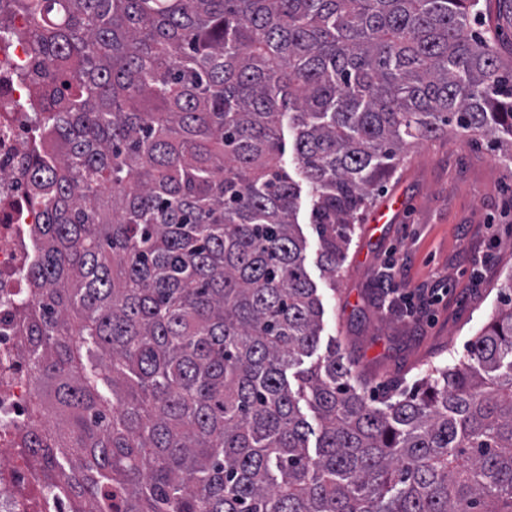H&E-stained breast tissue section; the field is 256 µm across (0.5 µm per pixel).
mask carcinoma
Segmentation results:
<instances>
[{
  "mask_svg": "<svg viewBox=\"0 0 512 512\" xmlns=\"http://www.w3.org/2000/svg\"><path fill=\"white\" fill-rule=\"evenodd\" d=\"M476 0H9L59 146L28 156L21 456L70 512H512V279L465 358L375 407L295 215L336 276L413 144L490 138L512 169V57ZM300 179L280 166L283 119ZM300 384L292 389L289 375ZM313 410L318 429L302 413ZM316 435L314 449L309 436Z\"/></svg>",
  "mask_w": 512,
  "mask_h": 512,
  "instance_id": "obj_1",
  "label": "carcinoma"
}]
</instances>
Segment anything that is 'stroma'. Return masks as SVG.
I'll return each instance as SVG.
<instances>
[{
	"instance_id": "stroma-1",
	"label": "stroma",
	"mask_w": 512,
	"mask_h": 512,
	"mask_svg": "<svg viewBox=\"0 0 512 512\" xmlns=\"http://www.w3.org/2000/svg\"><path fill=\"white\" fill-rule=\"evenodd\" d=\"M473 28L501 54L512 53V9L504 0H479ZM310 209L303 196L297 221L324 307L320 341H335L371 405L411 388L429 364L465 357L512 273V173L493 151L454 131L411 148L355 224L333 283L319 263ZM380 209L385 219L372 226ZM439 276L448 295L427 323L415 325L395 289Z\"/></svg>"
}]
</instances>
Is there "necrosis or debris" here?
Here are the masks:
<instances>
[{"mask_svg":"<svg viewBox=\"0 0 512 512\" xmlns=\"http://www.w3.org/2000/svg\"><path fill=\"white\" fill-rule=\"evenodd\" d=\"M13 23L20 38L0 40V512H66L47 499L35 468L16 460L33 387V371L19 354L16 312L30 302L24 294L32 259L28 240L39 214L26 202L33 131L22 105L30 87L20 78L34 69L35 59L22 37L26 19L18 14Z\"/></svg>","mask_w":512,"mask_h":512,"instance_id":"necrosis-or-debris-1","label":"necrosis or debris"}]
</instances>
